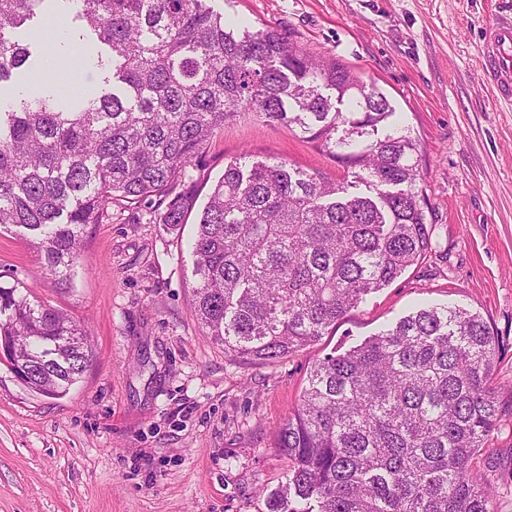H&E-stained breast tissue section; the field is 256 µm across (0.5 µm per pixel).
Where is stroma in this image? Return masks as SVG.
<instances>
[{
	"mask_svg": "<svg viewBox=\"0 0 512 512\" xmlns=\"http://www.w3.org/2000/svg\"><path fill=\"white\" fill-rule=\"evenodd\" d=\"M211 10L286 31L311 56L376 83L421 143L432 226L424 258L369 294L305 349L272 364L225 356L193 308L189 243L150 208L119 202L86 228L70 289L56 288L23 230L0 234V281L20 282L89 333L92 358L61 396L0 364V512H267L288 474L273 446L311 365L419 307L480 313L497 341V381L512 386V109L496 105L481 63L486 24L512 0H207ZM18 31L46 56L49 31L78 38L70 0ZM249 151L312 174H343L317 143L262 113L226 120L182 190L205 202L224 165Z\"/></svg>",
	"mask_w": 512,
	"mask_h": 512,
	"instance_id": "35a3bbf8",
	"label": "stroma"
}]
</instances>
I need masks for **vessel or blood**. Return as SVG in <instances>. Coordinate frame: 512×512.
<instances>
[{"instance_id": "vessel-or-blood-1", "label": "vessel or blood", "mask_w": 512, "mask_h": 512, "mask_svg": "<svg viewBox=\"0 0 512 512\" xmlns=\"http://www.w3.org/2000/svg\"><path fill=\"white\" fill-rule=\"evenodd\" d=\"M489 83L499 103L512 107V12L496 14L481 49Z\"/></svg>"}]
</instances>
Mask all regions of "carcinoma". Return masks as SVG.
<instances>
[{
	"label": "carcinoma",
	"mask_w": 512,
	"mask_h": 512,
	"mask_svg": "<svg viewBox=\"0 0 512 512\" xmlns=\"http://www.w3.org/2000/svg\"><path fill=\"white\" fill-rule=\"evenodd\" d=\"M74 2L120 90L76 110L44 94L0 111V233L32 232L57 283L71 284L84 229L109 220L114 201L153 202L178 230L196 197L174 189L242 110L319 143L352 180L246 151L224 165L191 245L194 313L224 353L272 362L304 349L428 250L420 143L374 83L204 0ZM45 4L0 0V83L28 59L14 30ZM87 359L88 335L67 313L0 285V361L19 380L60 395ZM496 366L483 318L448 306L323 358L276 433L288 474L267 512H498L485 448L512 416V391Z\"/></svg>",
	"instance_id": "1"
}]
</instances>
